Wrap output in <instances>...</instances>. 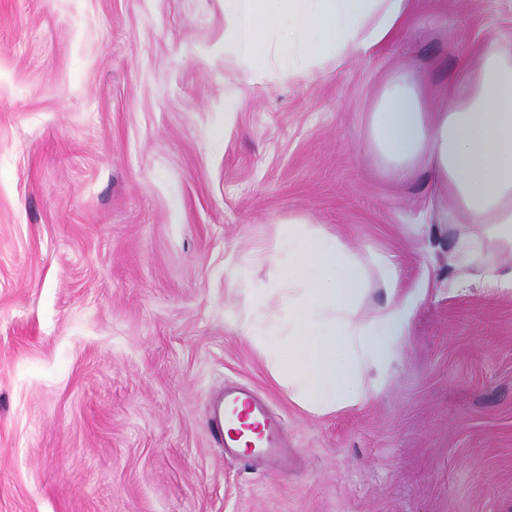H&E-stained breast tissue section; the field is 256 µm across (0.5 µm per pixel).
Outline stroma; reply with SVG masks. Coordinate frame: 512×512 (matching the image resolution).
<instances>
[{
	"label": "stroma",
	"mask_w": 512,
	"mask_h": 512,
	"mask_svg": "<svg viewBox=\"0 0 512 512\" xmlns=\"http://www.w3.org/2000/svg\"><path fill=\"white\" fill-rule=\"evenodd\" d=\"M488 49L512 0H417L369 55L248 77L224 0H0V512H512V293L447 288L459 214L368 132L388 74ZM291 218L424 291L365 404L300 408L249 332L236 270L274 287ZM227 384L283 419L286 469L213 441Z\"/></svg>",
	"instance_id": "35a3bbf8"
}]
</instances>
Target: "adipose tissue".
Returning <instances> with one entry per match:
<instances>
[{"mask_svg": "<svg viewBox=\"0 0 512 512\" xmlns=\"http://www.w3.org/2000/svg\"><path fill=\"white\" fill-rule=\"evenodd\" d=\"M414 0H224V28L244 72L264 70L269 38L300 74L368 53L408 24ZM450 102L434 106L424 82L396 72L384 80L369 120L384 174L396 181L429 170L434 186L464 217L449 288L468 284L484 248L512 254V52L487 50L448 78ZM271 260L277 287L257 289L249 267L237 285L247 316L261 320L256 345L271 377L301 408L328 414L365 403L410 336L420 291L399 298L398 272L384 255L348 256L335 234L292 219L281 225ZM374 266L387 298L368 315L359 304Z\"/></svg>", "mask_w": 512, "mask_h": 512, "instance_id": "adipose-tissue-1", "label": "adipose tissue"}]
</instances>
